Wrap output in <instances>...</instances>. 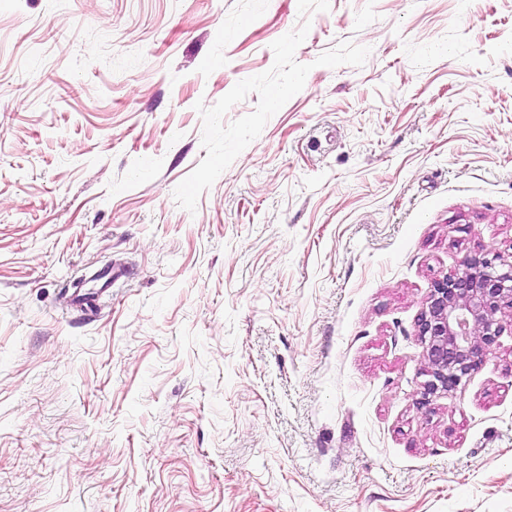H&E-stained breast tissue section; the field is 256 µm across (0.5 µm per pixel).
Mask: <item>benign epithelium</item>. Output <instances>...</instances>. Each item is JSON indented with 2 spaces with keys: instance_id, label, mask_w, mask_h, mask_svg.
Masks as SVG:
<instances>
[{
  "instance_id": "1",
  "label": "benign epithelium",
  "mask_w": 512,
  "mask_h": 512,
  "mask_svg": "<svg viewBox=\"0 0 512 512\" xmlns=\"http://www.w3.org/2000/svg\"><path fill=\"white\" fill-rule=\"evenodd\" d=\"M512 308V263L496 265L473 255L463 269L434 283L417 336L429 359L422 400L455 389L477 371L502 332L498 314Z\"/></svg>"
}]
</instances>
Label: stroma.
<instances>
[{
	"mask_svg": "<svg viewBox=\"0 0 512 512\" xmlns=\"http://www.w3.org/2000/svg\"><path fill=\"white\" fill-rule=\"evenodd\" d=\"M474 254L512 0H0V512H512V310L419 402Z\"/></svg>",
	"mask_w": 512,
	"mask_h": 512,
	"instance_id": "obj_1",
	"label": "stroma"
}]
</instances>
